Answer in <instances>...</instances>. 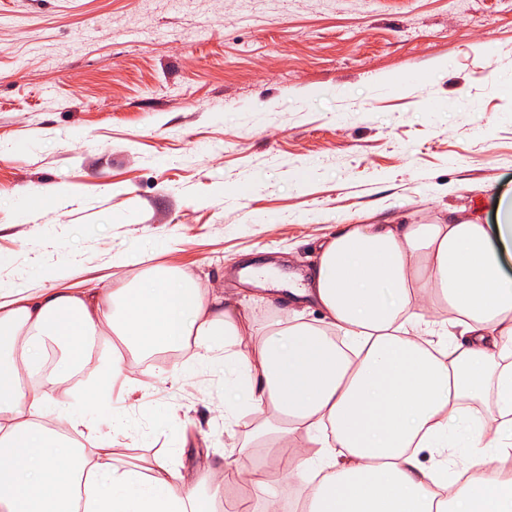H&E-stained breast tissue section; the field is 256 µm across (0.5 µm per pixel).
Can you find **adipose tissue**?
Wrapping results in <instances>:
<instances>
[{"instance_id": "ef3b65f1", "label": "adipose tissue", "mask_w": 512, "mask_h": 512, "mask_svg": "<svg viewBox=\"0 0 512 512\" xmlns=\"http://www.w3.org/2000/svg\"><path fill=\"white\" fill-rule=\"evenodd\" d=\"M512 198L497 224L470 213L446 224H350L322 247L288 310L256 325L245 307L176 266L126 272V287L18 288L0 292V512H215L214 481L245 482L252 497L230 512H281L278 475L243 460H203L192 482L174 463L152 474L113 463L112 443L63 428L86 426L78 407L53 398L49 345L93 368L98 390L122 374L121 358L92 367L88 350L109 332L150 354L193 340L200 362L231 350L230 383L253 428L289 473L306 478L308 512H512ZM314 304L323 326L302 319ZM448 307L463 343L446 351L407 314ZM497 413L479 419L475 399ZM317 457L291 452L294 436ZM439 462L425 468L421 449ZM459 449L455 466L441 455Z\"/></svg>"}]
</instances>
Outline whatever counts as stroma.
Listing matches in <instances>:
<instances>
[{
    "label": "stroma",
    "instance_id": "35a3bbf8",
    "mask_svg": "<svg viewBox=\"0 0 512 512\" xmlns=\"http://www.w3.org/2000/svg\"><path fill=\"white\" fill-rule=\"evenodd\" d=\"M512 196V0H0V289L178 265L268 323L346 224L495 221ZM194 343L121 356L153 388L72 399L118 464L238 459L247 417ZM192 365L173 385L169 374Z\"/></svg>",
    "mask_w": 512,
    "mask_h": 512
}]
</instances>
